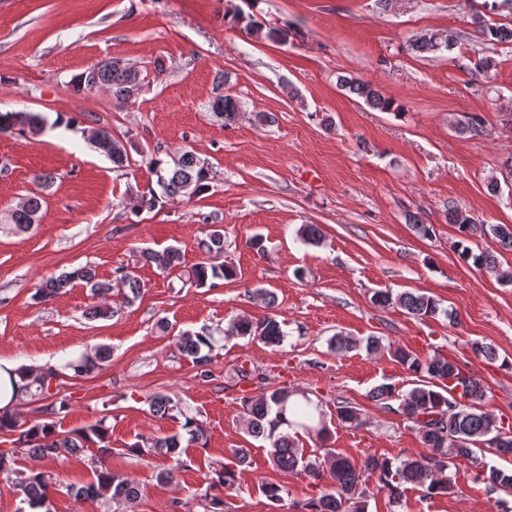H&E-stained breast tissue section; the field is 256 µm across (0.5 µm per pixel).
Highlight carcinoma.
Returning a JSON list of instances; mask_svg holds the SVG:
<instances>
[{"label":"carcinoma","instance_id":"carcinoma-1","mask_svg":"<svg viewBox=\"0 0 512 512\" xmlns=\"http://www.w3.org/2000/svg\"><path fill=\"white\" fill-rule=\"evenodd\" d=\"M232 22L248 35L273 43L287 40L288 32L283 28L270 27L251 15L241 12L231 13ZM474 31L486 45L512 44V24H491L481 14L472 16ZM459 42V33L453 29L422 34L409 40L408 46L416 52L437 53L452 51ZM144 78L141 71L116 59L99 62L84 72L74 76L69 83L70 91L76 95H89L99 89L112 92L119 103H128L141 91ZM340 89L361 99L374 109L389 111L393 102L384 98L370 83L354 77L337 78ZM212 112L232 121L238 116V103L228 95H218L210 102ZM48 120L40 112H0V129L14 126L32 135L42 133ZM93 146L104 154L113 168L122 170L130 166L126 146L112 138L104 129H96L92 138ZM150 173L156 176V184L162 194L150 188L139 200V209H154L160 197H195L209 188L213 171L209 163L189 149H182L168 160L156 156L148 158ZM43 198L32 194L23 199L9 214L8 223L18 232H25L40 220ZM448 223L457 227L459 239L456 249L459 256L479 271L496 272L498 259L487 250L474 251L472 239L494 237L499 245L512 250L511 224H478L465 211L458 207L448 209ZM299 236L309 244L319 245L323 232L317 224H304L298 230ZM204 255L202 261L187 270V280L197 286L230 279L235 272L214 262L224 252V227L211 225L206 237L198 242ZM142 258L169 274L182 268L183 256L176 247L161 251L146 249ZM118 286L124 289L125 303L130 304L139 297L140 282L128 269L121 267ZM88 288L98 304L89 311L94 319L105 318L112 313L109 299L113 285L99 278L96 268L90 264L75 267L57 277L43 280L33 295L38 302L53 299L62 291L75 284ZM373 304L386 308L398 306L418 319L448 315L440 303L426 294L389 291H376L371 297ZM283 322L277 314L270 313L261 318L239 316L228 322L222 331L226 338H249L268 346H280L284 342ZM215 343L214 334L206 329L199 332L185 331L179 335V346L183 353L202 367L209 361V352ZM370 352L387 350L391 359L406 367L416 377L413 387L405 394L396 393L390 384H381L370 392V398L384 405L386 409H396L414 423L425 447L430 454L419 459L392 460L369 456L359 465L348 456L330 447L305 455L298 446L300 433L316 435L327 443L332 439L328 424L324 421L319 406L310 399L294 406V419L287 418L288 402L297 392L286 387H267L257 396L242 397V417L245 431L254 438L270 441V460L279 470L295 475H305L316 481L328 480L330 490L311 498L304 504V512H367L366 504L374 492L385 491L390 502L398 505L406 486L421 489L427 497L446 495L453 491V484L445 475L446 469L457 466V462H477V451L481 446L492 447L504 454H512V421L487 411L483 407L486 391L480 381L456 360L441 354L426 359L395 344L382 346V338L370 336L366 340ZM110 358L105 348H98L94 354L84 353L69 361L66 368L74 375L82 376L99 368ZM59 372L53 368L26 369L23 392L34 399H49L53 393L45 385L46 377H56ZM398 402L393 406L392 402ZM153 414L161 418H184L182 432L171 435L139 436L126 445V454L135 457H166L172 464L157 474V480L171 484L177 473L189 467L190 460L183 457L182 447L204 448L207 444V431L202 422L185 413L179 401L167 394H157L147 400ZM337 418L343 425L358 427L362 424L359 410L351 405L337 406ZM103 417L95 423L78 429H58V421L39 419L22 420L15 412H0V437H12L8 451L0 450V472L17 474L13 484L22 494V503L32 510L43 509L50 512L49 492L56 486L55 475L41 466L27 470L13 468L23 457L37 461H56L61 457L78 456L94 446L96 453L91 457L96 480L83 486L70 485L68 492L76 499L95 498L111 494L112 502L122 503L133 508L141 498V490L134 480L112 472L106 460L112 456V434ZM249 464V449L236 448L233 461L215 472L205 492L200 495L205 512H224V492L234 489L242 467ZM478 480L490 494L512 495V471L497 467H486L478 474Z\"/></svg>","mask_w":512,"mask_h":512}]
</instances>
